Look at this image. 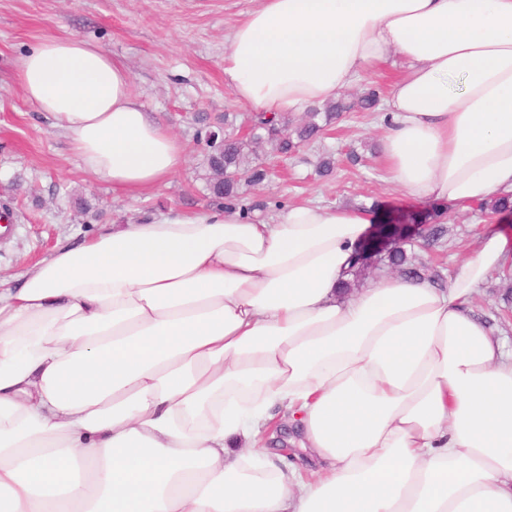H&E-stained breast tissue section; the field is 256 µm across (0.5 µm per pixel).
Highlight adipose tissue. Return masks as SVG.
I'll return each mask as SVG.
<instances>
[{
    "label": "adipose tissue",
    "mask_w": 512,
    "mask_h": 512,
    "mask_svg": "<svg viewBox=\"0 0 512 512\" xmlns=\"http://www.w3.org/2000/svg\"><path fill=\"white\" fill-rule=\"evenodd\" d=\"M400 55L383 160L402 195H512V0H258L224 82L257 113L336 101ZM26 100L113 192L184 163L84 39L16 62ZM361 207L169 209L64 242L0 287V512H512V351L472 308L512 265L486 233L447 285L343 284ZM288 412L296 463L262 446Z\"/></svg>",
    "instance_id": "adipose-tissue-1"
}]
</instances>
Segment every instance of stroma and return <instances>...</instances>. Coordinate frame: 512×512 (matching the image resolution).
Wrapping results in <instances>:
<instances>
[{"label":"stroma","instance_id":"obj_1","mask_svg":"<svg viewBox=\"0 0 512 512\" xmlns=\"http://www.w3.org/2000/svg\"><path fill=\"white\" fill-rule=\"evenodd\" d=\"M256 0H0V276L18 275L59 241L87 238L104 224L149 220L167 209L209 207L208 149L197 142L207 127L241 138L252 112L224 82L225 39ZM77 36L97 44L130 72L132 95L168 126L185 149V162L168 186L135 197L90 180L66 139L23 97L14 78L17 58L47 36ZM383 107L346 112L292 155L264 152L271 169L246 187L242 206L264 204V219L283 206L318 200L361 207L380 204L395 219L435 209L432 201L401 197L383 165ZM332 157L331 174L317 167ZM447 232L426 239L417 225L407 247L426 275L448 274L476 248L486 224L475 211L446 209ZM512 275L494 272L473 305L512 345Z\"/></svg>","mask_w":512,"mask_h":512}]
</instances>
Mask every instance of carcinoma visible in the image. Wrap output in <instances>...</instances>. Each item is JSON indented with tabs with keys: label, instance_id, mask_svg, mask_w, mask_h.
I'll return each instance as SVG.
<instances>
[{
	"label": "carcinoma",
	"instance_id": "cac0c4a2",
	"mask_svg": "<svg viewBox=\"0 0 512 512\" xmlns=\"http://www.w3.org/2000/svg\"><path fill=\"white\" fill-rule=\"evenodd\" d=\"M379 100L380 90L372 88L363 97L350 103L336 101L322 108L314 107L308 112L307 121L292 130L281 116L268 117L259 113L254 116L258 130L261 131L256 139L243 140L226 136L224 140L219 141L215 138L214 131H207L205 142L210 149L208 189L212 198L226 206L235 205L241 197L242 178H247L249 183H258L266 178L267 170L263 163L259 162L255 145L267 142L273 145L274 152L280 155L290 154L316 136L322 130V125L329 124L340 113L355 108L368 111L375 108ZM320 118L324 121L322 125L318 122ZM425 221L426 218L414 215L407 217L404 222L394 223L388 216H383L380 222L374 225L371 238L360 247L354 278L366 275V260L371 258L372 253L382 242L391 243V248L386 256L379 258V261L386 262L387 267L403 276L421 277L419 268L406 266V252L401 244L406 241L411 225Z\"/></svg>",
	"mask_w": 512,
	"mask_h": 512
}]
</instances>
